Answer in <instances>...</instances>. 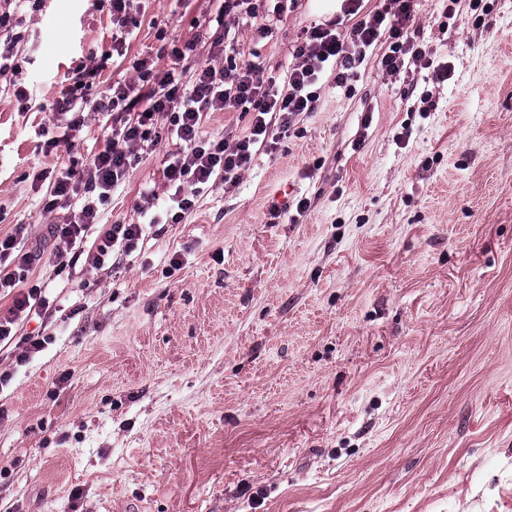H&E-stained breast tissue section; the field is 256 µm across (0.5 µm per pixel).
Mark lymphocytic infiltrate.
<instances>
[{
  "label": "lymphocytic infiltrate",
  "instance_id": "lymphocytic-infiltrate-1",
  "mask_svg": "<svg viewBox=\"0 0 512 512\" xmlns=\"http://www.w3.org/2000/svg\"><path fill=\"white\" fill-rule=\"evenodd\" d=\"M416 0H390L388 7L363 16L350 30L335 24L310 27L294 49L298 64L288 74V88L273 90L261 69L241 52L237 20L250 21L268 13H281L284 0H224L215 21L217 27L208 38L210 64L186 75L182 62L194 52L196 43L172 48L169 69L156 70L152 59L136 60L137 79L113 88L100 98L68 95L58 100L56 109L72 113L71 127H79L84 112L120 114L119 124L103 139L95 140L83 167L67 166L47 187L46 210L79 204V220L74 224H52L50 238L67 249H80L89 231H96L93 253L87 261L103 268L114 254H131L143 238L145 223H180L191 213L198 197L216 183L236 186L248 168L256 147L276 148L299 115L320 108V95L314 87L325 73L335 75L337 85L351 79L354 56L381 37L390 40L382 59L386 71L400 73L406 60L431 66L432 61L411 37L416 16ZM249 115L250 128L235 141L204 136L202 125L211 112H236ZM175 147L166 156L162 175L170 188L164 211L150 212L153 191H145L140 208V223L106 224L102 210L114 191L140 162L142 152L154 149L162 139ZM33 256L16 236L0 237V294L11 296L12 304L0 315V349L18 344V362L43 350L45 341L37 336H19L20 323L41 313L48 301L40 287L21 290Z\"/></svg>",
  "mask_w": 512,
  "mask_h": 512
}]
</instances>
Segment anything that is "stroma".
Masks as SVG:
<instances>
[{"mask_svg": "<svg viewBox=\"0 0 512 512\" xmlns=\"http://www.w3.org/2000/svg\"><path fill=\"white\" fill-rule=\"evenodd\" d=\"M222 0H139L120 55L110 0L15 10L19 71L0 78V236L36 254L47 345L0 351V512H512V0H418L432 67L386 72V40L296 118L239 184L151 224L118 268L57 248L38 175L86 157L55 103L168 69ZM339 0H294L240 44L285 85ZM448 77H437L439 66ZM32 91L29 101L14 84ZM434 109H426L424 95ZM169 149L145 153L104 210L166 198ZM310 198L298 221L271 204ZM180 256V269L170 265Z\"/></svg>", "mask_w": 512, "mask_h": 512, "instance_id": "35a3bbf8", "label": "stroma"}]
</instances>
